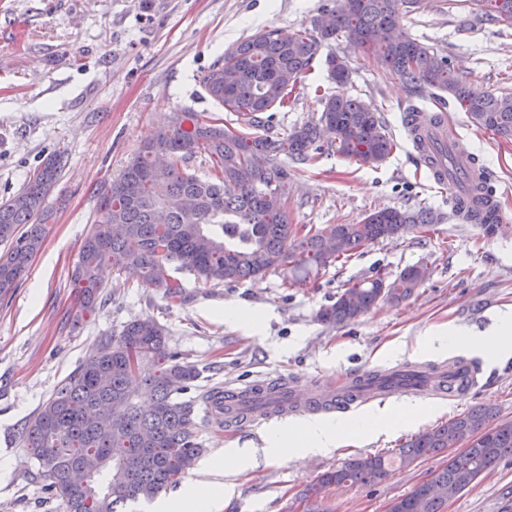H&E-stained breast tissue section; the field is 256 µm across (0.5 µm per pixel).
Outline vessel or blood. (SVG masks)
Instances as JSON below:
<instances>
[{
  "label": "vessel or blood",
  "instance_id": "1",
  "mask_svg": "<svg viewBox=\"0 0 512 512\" xmlns=\"http://www.w3.org/2000/svg\"><path fill=\"white\" fill-rule=\"evenodd\" d=\"M408 137L412 140L421 165L432 174L435 184L446 186L448 178V153L466 158L468 151L454 129L445 119L433 112L408 113L404 121ZM454 207L463 218L479 214L487 224L501 226L503 215L492 198H485L481 205H474L469 191L453 196ZM413 380L383 391L372 389L368 374L347 376L340 383L306 390L289 385L281 377L266 378L245 387L231 384L217 390L204 409L208 419L228 426L242 422L258 423L272 417L302 414H330L344 412L354 405H365L376 399L399 395H415L437 400L461 403L479 384L481 370L476 362L460 357L447 366H416Z\"/></svg>",
  "mask_w": 512,
  "mask_h": 512
}]
</instances>
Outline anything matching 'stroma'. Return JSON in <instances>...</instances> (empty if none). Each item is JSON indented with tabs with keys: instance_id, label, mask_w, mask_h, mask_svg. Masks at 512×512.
<instances>
[{
	"instance_id": "stroma-1",
	"label": "stroma",
	"mask_w": 512,
	"mask_h": 512,
	"mask_svg": "<svg viewBox=\"0 0 512 512\" xmlns=\"http://www.w3.org/2000/svg\"><path fill=\"white\" fill-rule=\"evenodd\" d=\"M324 0H0V199L16 193L52 154L68 160L48 198L53 218L41 249L10 300L0 302V505L9 512H60L34 478L19 428L56 387L92 354L100 336L135 318L162 325L167 345L200 372L182 394L191 407L205 457L225 446L262 445V433L284 426L275 418L230 429L205 420L202 399L235 382L266 376L316 386L326 379L405 363L444 364L470 355L464 344L416 352L419 337L443 327L489 331L512 306V142L474 125L460 106L427 98L428 111L448 122L479 165L490 171L495 198L506 216L489 234L455 211L452 192L420 170L403 116L414 106L409 88L388 69L339 39L325 54L346 56V83L328 81L315 59L275 130L318 118L321 98L340 94L377 105L395 142L381 165L360 166L329 152L307 163L289 162V218L295 224H358L371 212L431 208L437 221L427 236L408 231L354 252L346 263L322 268L306 283L287 286L282 273L257 281L215 286L169 266L184 285L183 301L140 285L126 270L109 274L106 304L72 325L78 307L72 271L81 242L96 224V190L127 163L180 109L223 115L202 78L227 47L260 30L292 34L311 27ZM485 0H419L404 24L409 33L448 56L476 94L512 95V27L486 16ZM429 276L413 297L380 303L338 326L319 321V309L362 279H393L407 266ZM257 310V328L225 322V308ZM485 381L452 405L395 396L389 403L422 404L426 416L408 427L352 438L350 445L288 464L259 462L235 477V492L220 512H388L446 455L420 459L367 485H332L318 498L304 496L318 475L347 459L391 453L416 435L484 405L497 420L512 421V356L480 355ZM445 512H512V456L491 476L451 499Z\"/></svg>"
}]
</instances>
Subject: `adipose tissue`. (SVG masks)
<instances>
[{"label": "adipose tissue", "mask_w": 512, "mask_h": 512, "mask_svg": "<svg viewBox=\"0 0 512 512\" xmlns=\"http://www.w3.org/2000/svg\"><path fill=\"white\" fill-rule=\"evenodd\" d=\"M423 414V409L417 406L398 410L385 406L346 421L311 417L268 432L263 437L262 451L265 460L284 463L294 458L325 456L341 448L349 435L372 432L390 418L397 424L408 425ZM226 490V485L203 480L179 494L156 499L150 504L149 512H213Z\"/></svg>", "instance_id": "obj_1"}]
</instances>
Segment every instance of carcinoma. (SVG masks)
I'll use <instances>...</instances> for the list:
<instances>
[{
  "label": "carcinoma",
  "instance_id": "carcinoma-1",
  "mask_svg": "<svg viewBox=\"0 0 512 512\" xmlns=\"http://www.w3.org/2000/svg\"><path fill=\"white\" fill-rule=\"evenodd\" d=\"M493 21L512 25V0H487ZM417 0H336L322 12L336 25L283 36L258 31L224 50V59L203 77L208 96L236 114L242 129L197 112H176L168 127L146 142L121 175L97 188L99 220L83 240L72 278L78 311L72 321L106 301L105 269L139 270L142 284L181 296L183 284L158 278L161 267L178 264L206 283L256 280L280 270L292 285L380 239L435 223L425 207L383 209L360 224L301 226L288 215V167L284 154L308 161L327 147L365 166H378L393 151V140L378 108L363 99L322 98L318 119L280 137L269 132L270 112L284 106L289 88L310 68L323 45L340 37L372 56L416 94L455 100L471 121L512 141V96L474 94L448 57L408 33L403 18ZM328 79H349L347 58L325 57ZM262 156L266 166L254 162ZM209 166L201 177L188 163ZM66 166L49 156L27 184L0 202V297L11 295L40 250L52 214L46 201ZM339 248L329 249V241ZM422 266L404 268L392 281L382 277L354 283L336 302L318 312L325 324H345L392 295L408 300L426 280ZM199 378L195 367L177 361L166 332L152 319L126 322L118 334L100 338L98 351L62 382L40 411L27 420L20 439L31 450L36 476L63 512H124L129 502L152 500L177 485L204 448L197 441L189 406L179 396ZM489 408L475 406L411 439L395 457L360 456L318 477L310 498L336 484L374 483L391 468L435 456L453 443L467 448L432 473L431 482L463 491L501 458L512 455V422L492 423ZM104 459L94 472L83 470L91 456ZM414 498L424 512H443L445 500L416 486L390 512H408Z\"/></svg>",
  "mask_w": 512,
  "mask_h": 512
}]
</instances>
